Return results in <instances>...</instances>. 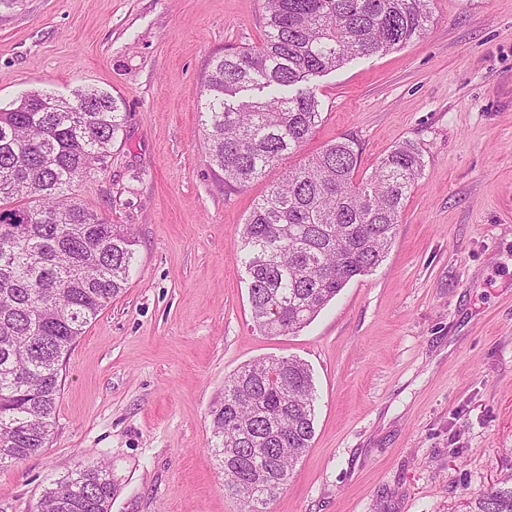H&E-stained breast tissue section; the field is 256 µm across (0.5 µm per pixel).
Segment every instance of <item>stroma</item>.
I'll use <instances>...</instances> for the list:
<instances>
[{
  "label": "stroma",
  "mask_w": 512,
  "mask_h": 512,
  "mask_svg": "<svg viewBox=\"0 0 512 512\" xmlns=\"http://www.w3.org/2000/svg\"><path fill=\"white\" fill-rule=\"evenodd\" d=\"M262 0H16L0 7V104L112 94L124 121L79 199L134 225L126 288L65 356L48 447L0 465V512L99 458L110 512H242L209 411L260 358L308 365L312 446L268 512H469L512 476V0H435L426 34L311 81L305 152L395 144L424 169L393 243L299 332L254 328L239 229L278 178L224 191L195 103L213 53L258 45Z\"/></svg>",
  "instance_id": "1"
}]
</instances>
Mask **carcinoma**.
Here are the masks:
<instances>
[{
	"instance_id": "1",
	"label": "carcinoma",
	"mask_w": 512,
	"mask_h": 512,
	"mask_svg": "<svg viewBox=\"0 0 512 512\" xmlns=\"http://www.w3.org/2000/svg\"><path fill=\"white\" fill-rule=\"evenodd\" d=\"M431 2L263 0V41L210 58L196 110L214 179L235 190L280 170L239 231L260 333H297L380 265L424 167L405 141L359 179L351 139L285 165L322 122L321 101L300 84L421 38ZM264 88V98L247 95ZM22 99L24 108L0 106V465L47 445L63 357L126 288L137 246L131 227L76 198L80 181L109 167L117 101L96 88ZM314 401L310 369L295 358L255 360L224 382L211 410L214 451L244 512H268L311 447ZM113 495L107 466L90 462L46 489L40 512H109ZM470 512H512V486L481 493Z\"/></svg>"
}]
</instances>
